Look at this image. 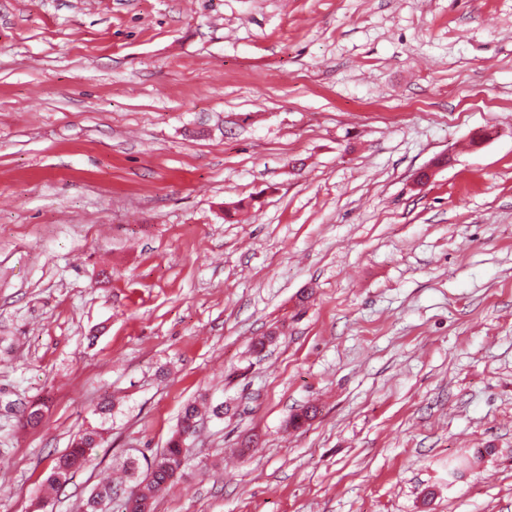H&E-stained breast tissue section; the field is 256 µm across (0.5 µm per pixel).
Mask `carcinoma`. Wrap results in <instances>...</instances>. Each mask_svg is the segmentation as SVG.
<instances>
[{
    "label": "carcinoma",
    "mask_w": 512,
    "mask_h": 512,
    "mask_svg": "<svg viewBox=\"0 0 512 512\" xmlns=\"http://www.w3.org/2000/svg\"><path fill=\"white\" fill-rule=\"evenodd\" d=\"M23 425L30 428L39 426L44 418L42 408L33 404L21 410ZM199 408L196 403H187L181 412L178 430L153 464L147 468L144 477L137 483L135 504L125 498L122 512H153L155 498L177 475L183 462V447L197 431ZM101 433L92 428L80 434L68 451L56 458L45 479L46 491H55L66 485L73 474L88 467L92 452L99 447ZM83 512H112V486L104 485L92 492L83 502Z\"/></svg>",
    "instance_id": "1"
}]
</instances>
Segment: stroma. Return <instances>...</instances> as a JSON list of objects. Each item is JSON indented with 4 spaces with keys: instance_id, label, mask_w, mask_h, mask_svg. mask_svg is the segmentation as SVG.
Returning <instances> with one entry per match:
<instances>
[{
    "instance_id": "obj_1",
    "label": "stroma",
    "mask_w": 512,
    "mask_h": 512,
    "mask_svg": "<svg viewBox=\"0 0 512 512\" xmlns=\"http://www.w3.org/2000/svg\"><path fill=\"white\" fill-rule=\"evenodd\" d=\"M201 397L154 512H512V0H0V512ZM101 433L92 428L80 434L72 442L68 451L57 457L45 479L46 491H56L66 485L78 470L88 467L92 461V452L98 448Z\"/></svg>"
}]
</instances>
